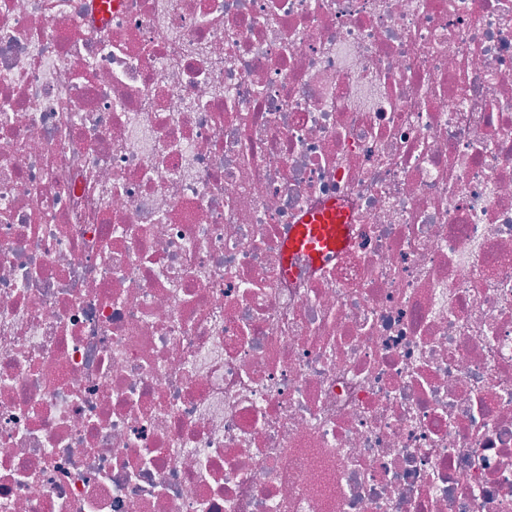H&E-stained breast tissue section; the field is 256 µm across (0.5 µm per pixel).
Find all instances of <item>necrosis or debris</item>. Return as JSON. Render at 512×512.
Segmentation results:
<instances>
[{"mask_svg":"<svg viewBox=\"0 0 512 512\" xmlns=\"http://www.w3.org/2000/svg\"><path fill=\"white\" fill-rule=\"evenodd\" d=\"M96 3L0 0V512H512V0ZM350 229L346 211L336 203L306 214L284 244L286 269L291 270L290 260L297 255L316 263L336 258L349 244Z\"/></svg>","mask_w":512,"mask_h":512,"instance_id":"4bbe7bcc","label":"necrosis or debris"}]
</instances>
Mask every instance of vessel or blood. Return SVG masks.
<instances>
[{
	"label": "vessel or blood",
	"mask_w": 512,
	"mask_h": 512,
	"mask_svg": "<svg viewBox=\"0 0 512 512\" xmlns=\"http://www.w3.org/2000/svg\"><path fill=\"white\" fill-rule=\"evenodd\" d=\"M350 229L345 210L335 204L328 205L306 214L293 226L284 244L283 255L288 259L301 255L316 263L325 262L346 249Z\"/></svg>",
	"instance_id": "obj_1"
}]
</instances>
